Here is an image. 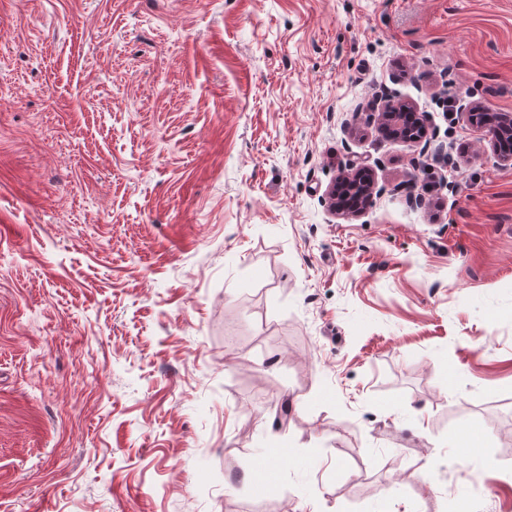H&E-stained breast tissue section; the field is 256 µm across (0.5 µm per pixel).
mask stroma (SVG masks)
Wrapping results in <instances>:
<instances>
[{
    "mask_svg": "<svg viewBox=\"0 0 512 512\" xmlns=\"http://www.w3.org/2000/svg\"><path fill=\"white\" fill-rule=\"evenodd\" d=\"M478 107L512 0H0V512H512Z\"/></svg>",
    "mask_w": 512,
    "mask_h": 512,
    "instance_id": "1",
    "label": "stroma"
}]
</instances>
